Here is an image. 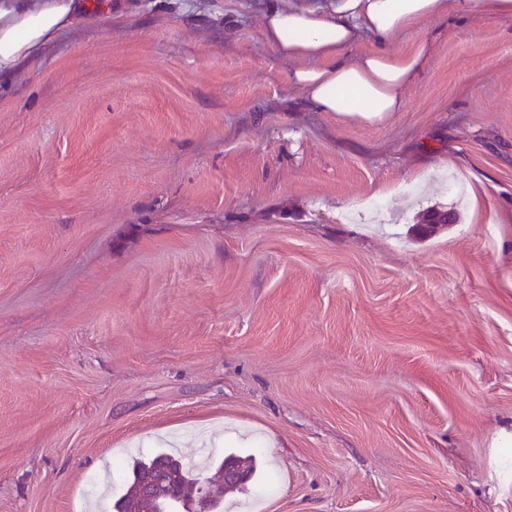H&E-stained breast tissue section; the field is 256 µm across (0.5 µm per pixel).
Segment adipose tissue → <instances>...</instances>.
I'll list each match as a JSON object with an SVG mask.
<instances>
[{
	"label": "adipose tissue",
	"mask_w": 512,
	"mask_h": 512,
	"mask_svg": "<svg viewBox=\"0 0 512 512\" xmlns=\"http://www.w3.org/2000/svg\"><path fill=\"white\" fill-rule=\"evenodd\" d=\"M451 9L461 16L481 10L512 19V0H325L305 7L278 0L264 16L263 36L280 56L299 61L294 82L316 111L380 120L402 110L405 89L428 58L425 42L393 52L385 41ZM111 11V0H0V79L70 28ZM364 36L375 39L377 48L354 53Z\"/></svg>",
	"instance_id": "1"
}]
</instances>
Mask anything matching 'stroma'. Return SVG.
<instances>
[{"instance_id":"stroma-1","label":"stroma","mask_w":512,"mask_h":512,"mask_svg":"<svg viewBox=\"0 0 512 512\" xmlns=\"http://www.w3.org/2000/svg\"><path fill=\"white\" fill-rule=\"evenodd\" d=\"M272 2L118 0L0 81V512L205 441L261 469L230 512H512V19L425 26L369 123Z\"/></svg>"}]
</instances>
